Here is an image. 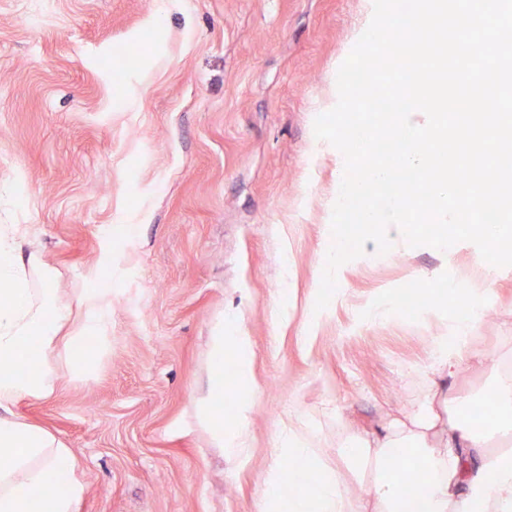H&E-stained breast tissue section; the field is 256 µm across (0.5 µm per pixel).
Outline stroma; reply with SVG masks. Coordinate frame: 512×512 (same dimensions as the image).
<instances>
[{"instance_id": "35a3bbf8", "label": "stroma", "mask_w": 512, "mask_h": 512, "mask_svg": "<svg viewBox=\"0 0 512 512\" xmlns=\"http://www.w3.org/2000/svg\"><path fill=\"white\" fill-rule=\"evenodd\" d=\"M372 0H0V224L56 268L84 312L111 290L95 368L60 365L55 392L15 412L72 452L76 512H260L267 469L296 415L336 449V421L385 424L419 391L436 313L370 321L369 303L464 281L482 257L396 247L349 262L315 311L344 157L314 135ZM145 43L129 59L119 45ZM462 382L492 387L512 336V267ZM248 336V458L208 420L217 328Z\"/></svg>"}]
</instances>
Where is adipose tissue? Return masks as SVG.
<instances>
[{
	"label": "adipose tissue",
	"instance_id": "1",
	"mask_svg": "<svg viewBox=\"0 0 512 512\" xmlns=\"http://www.w3.org/2000/svg\"><path fill=\"white\" fill-rule=\"evenodd\" d=\"M21 224L0 225V512H74L84 493L75 476L70 449L48 430L20 420L14 408L25 399L53 393L56 355L84 367L91 354L86 337L102 334V307L108 289L86 293V313L74 317L50 283L53 272L37 255L22 259ZM461 300L459 313L440 319L432 359L418 370L419 393L410 413L392 416L364 432L336 424V451L317 445L307 423L289 417L288 430L275 450L277 461L266 476L262 512H512V452L493 449V441L512 437V361L500 359L493 375L499 419L478 431L461 415L466 399L455 389L461 367L482 360L471 347L472 334L485 318L490 284L483 270L465 282L447 285ZM244 354L245 336H216L213 392L207 402L211 423L229 457L246 454L248 390L244 369L224 374V350ZM239 396L236 415L220 420L224 389ZM416 457L421 470L415 482L396 478V452ZM298 463L299 490L282 500L280 458ZM314 484H306V477Z\"/></svg>",
	"mask_w": 512,
	"mask_h": 512
}]
</instances>
